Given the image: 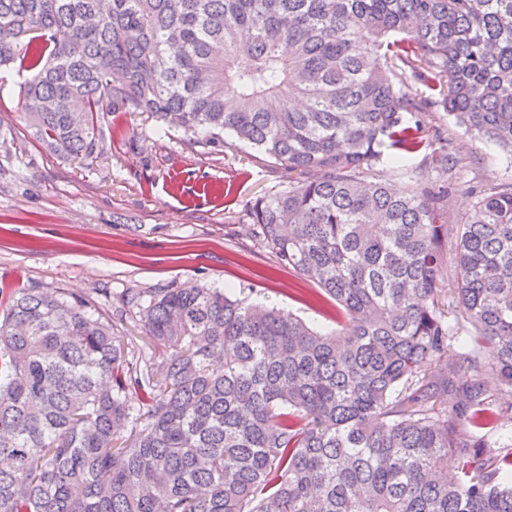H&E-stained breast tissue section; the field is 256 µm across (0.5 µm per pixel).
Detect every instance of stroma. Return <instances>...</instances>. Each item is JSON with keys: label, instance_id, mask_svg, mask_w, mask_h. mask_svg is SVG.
I'll return each instance as SVG.
<instances>
[{"label": "stroma", "instance_id": "stroma-1", "mask_svg": "<svg viewBox=\"0 0 512 512\" xmlns=\"http://www.w3.org/2000/svg\"><path fill=\"white\" fill-rule=\"evenodd\" d=\"M1 74L0 285L80 297L120 336L140 333L122 301L129 289L191 284L245 288L320 331L335 328V307L313 302L315 284L276 268L238 220L247 202L286 188L288 171L243 146H189L181 131L136 112L105 118L97 158L63 159L33 138L21 76ZM423 123L446 129L474 159L456 176L449 224L471 215L470 186L512 182V154L471 137L446 113H425Z\"/></svg>", "mask_w": 512, "mask_h": 512}]
</instances>
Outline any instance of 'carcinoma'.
Instances as JSON below:
<instances>
[{
  "instance_id": "cac0c4a2",
  "label": "carcinoma",
  "mask_w": 512,
  "mask_h": 512,
  "mask_svg": "<svg viewBox=\"0 0 512 512\" xmlns=\"http://www.w3.org/2000/svg\"><path fill=\"white\" fill-rule=\"evenodd\" d=\"M15 64L55 155L100 154L104 114L140 112L300 175L239 220L345 321L132 289L155 358L84 299L11 289L0 512H512V443L476 434L512 421V182L471 190L446 263L464 151L422 121L512 154V0H0ZM424 149L432 180L364 178Z\"/></svg>"
}]
</instances>
